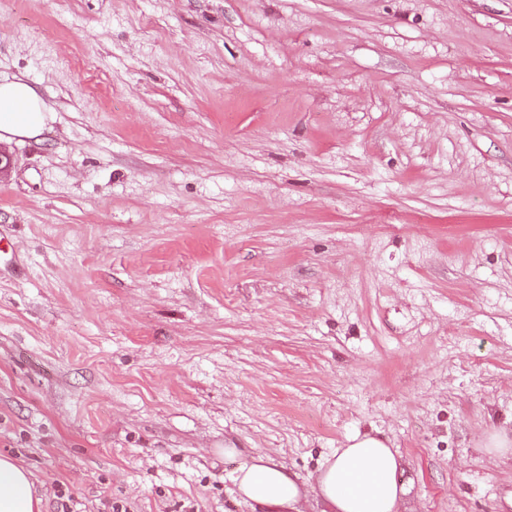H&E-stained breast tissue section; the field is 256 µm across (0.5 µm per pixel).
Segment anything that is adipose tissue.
Segmentation results:
<instances>
[{
	"label": "adipose tissue",
	"instance_id": "ef3b65f1",
	"mask_svg": "<svg viewBox=\"0 0 512 512\" xmlns=\"http://www.w3.org/2000/svg\"><path fill=\"white\" fill-rule=\"evenodd\" d=\"M48 120L44 102L28 83H0V142L33 138ZM399 460L373 435L352 438L319 469L314 484L298 481L287 467L267 455L253 457L234 475L239 497L252 512H301L315 498L321 512H400L406 490L397 480ZM31 472L0 455V512H41Z\"/></svg>",
	"mask_w": 512,
	"mask_h": 512
}]
</instances>
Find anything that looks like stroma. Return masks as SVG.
<instances>
[{
	"label": "stroma",
	"instance_id": "1",
	"mask_svg": "<svg viewBox=\"0 0 512 512\" xmlns=\"http://www.w3.org/2000/svg\"><path fill=\"white\" fill-rule=\"evenodd\" d=\"M14 79L0 453L43 512H251V457L364 434L403 512H512V0H0ZM48 112L37 91L22 80L0 83V142L41 134Z\"/></svg>",
	"mask_w": 512,
	"mask_h": 512
}]
</instances>
